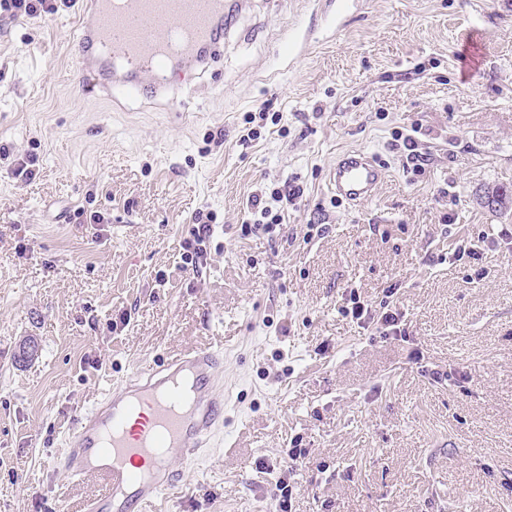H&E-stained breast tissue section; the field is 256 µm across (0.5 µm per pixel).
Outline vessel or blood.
<instances>
[{
	"label": "vessel or blood",
	"instance_id": "obj_1",
	"mask_svg": "<svg viewBox=\"0 0 512 512\" xmlns=\"http://www.w3.org/2000/svg\"><path fill=\"white\" fill-rule=\"evenodd\" d=\"M244 0H83L75 78L86 94L132 95L178 102L171 73L205 69L223 41L224 17ZM385 169L364 150L339 157L328 186L357 205L375 196ZM223 355L195 346L144 364L79 413L56 462L66 477L104 489L84 512H148L184 473L173 455L198 460L224 426Z\"/></svg>",
	"mask_w": 512,
	"mask_h": 512
}]
</instances>
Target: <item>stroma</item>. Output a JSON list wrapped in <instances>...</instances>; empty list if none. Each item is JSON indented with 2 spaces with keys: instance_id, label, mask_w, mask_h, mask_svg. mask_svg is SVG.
Here are the masks:
<instances>
[{
  "instance_id": "obj_1",
  "label": "stroma",
  "mask_w": 512,
  "mask_h": 512,
  "mask_svg": "<svg viewBox=\"0 0 512 512\" xmlns=\"http://www.w3.org/2000/svg\"><path fill=\"white\" fill-rule=\"evenodd\" d=\"M79 11L0 13V144L37 159L27 183L0 163V512H82L101 483L52 468L74 416L204 345L224 352L228 418L152 512H268L281 474L258 463L296 443L292 512H512V204H481L512 184V0H347L340 21L249 0L208 70L182 75L176 112L79 92ZM267 101L280 124L242 141ZM411 126L421 174L393 147ZM353 149L386 176L349 206L328 175ZM275 178L303 204L242 236ZM200 208L217 228L192 271L180 242ZM462 239L478 258L454 256ZM347 288L375 306L395 289L409 342L346 316ZM436 365L467 382L434 383Z\"/></svg>"
}]
</instances>
